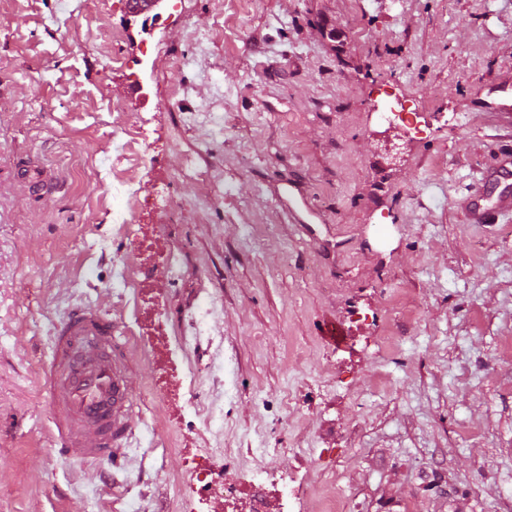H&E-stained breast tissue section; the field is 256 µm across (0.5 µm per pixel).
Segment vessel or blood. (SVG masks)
Returning a JSON list of instances; mask_svg holds the SVG:
<instances>
[{"instance_id": "obj_1", "label": "vessel or blood", "mask_w": 512, "mask_h": 512, "mask_svg": "<svg viewBox=\"0 0 512 512\" xmlns=\"http://www.w3.org/2000/svg\"><path fill=\"white\" fill-rule=\"evenodd\" d=\"M490 180L500 192L493 205L471 199L473 223L484 224L490 208H512V156L492 169ZM111 319L97 311L77 309L67 315L50 338L42 363L52 419L54 445L69 459L104 462L116 459L133 435L126 366V345L114 335Z\"/></svg>"}]
</instances>
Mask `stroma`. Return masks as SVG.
<instances>
[{
    "instance_id": "stroma-1",
    "label": "stroma",
    "mask_w": 512,
    "mask_h": 512,
    "mask_svg": "<svg viewBox=\"0 0 512 512\" xmlns=\"http://www.w3.org/2000/svg\"><path fill=\"white\" fill-rule=\"evenodd\" d=\"M498 84L512 0H181L149 22L128 0H0V512H225L189 491L198 452L241 501L292 477L272 512H512V212L466 210L512 150L476 108ZM388 94L422 139L378 122ZM120 109L148 136L114 168ZM120 178L151 255L116 232ZM173 250L146 336L112 266ZM80 307L127 340L137 413L112 463L51 436L41 363ZM161 334L186 342L177 393Z\"/></svg>"
}]
</instances>
